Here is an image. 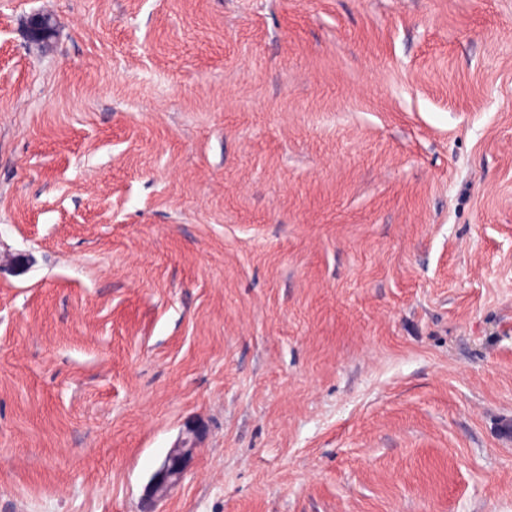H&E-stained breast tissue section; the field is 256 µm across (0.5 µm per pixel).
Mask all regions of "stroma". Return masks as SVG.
<instances>
[{"label": "stroma", "instance_id": "35a3bbf8", "mask_svg": "<svg viewBox=\"0 0 512 512\" xmlns=\"http://www.w3.org/2000/svg\"><path fill=\"white\" fill-rule=\"evenodd\" d=\"M191 427L156 512H512V0H0V512Z\"/></svg>", "mask_w": 512, "mask_h": 512}]
</instances>
